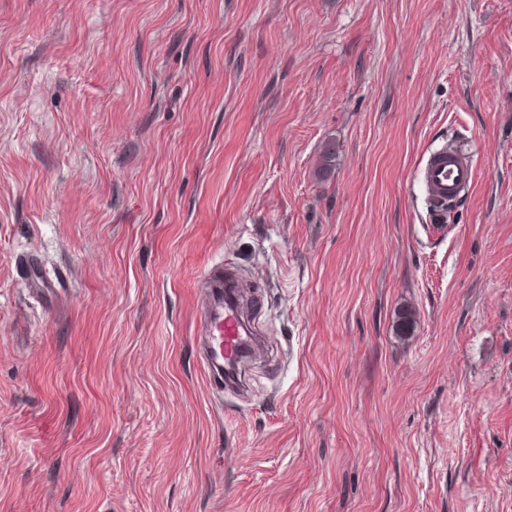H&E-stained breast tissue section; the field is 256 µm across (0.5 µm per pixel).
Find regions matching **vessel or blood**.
Listing matches in <instances>:
<instances>
[{
	"label": "vessel or blood",
	"mask_w": 512,
	"mask_h": 512,
	"mask_svg": "<svg viewBox=\"0 0 512 512\" xmlns=\"http://www.w3.org/2000/svg\"><path fill=\"white\" fill-rule=\"evenodd\" d=\"M431 204L456 198L473 182L468 158L453 150L431 154L420 170ZM204 312L195 327L201 367L212 391H242L247 387L248 362L264 344L251 325L250 316L262 306L261 294L241 295L238 278L226 265L209 269L202 281Z\"/></svg>",
	"instance_id": "1"
}]
</instances>
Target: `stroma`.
<instances>
[{
  "label": "stroma",
  "instance_id": "obj_1",
  "mask_svg": "<svg viewBox=\"0 0 512 512\" xmlns=\"http://www.w3.org/2000/svg\"><path fill=\"white\" fill-rule=\"evenodd\" d=\"M0 512H512V0H0ZM420 178L432 207L448 203V199H455L470 186L474 168L461 153L442 148L428 157L420 169ZM238 288L236 274L222 263L209 269L201 281L204 312L194 336L206 381L219 394L224 388L245 390L248 362L264 349L249 319L262 306L263 296L251 292L244 297Z\"/></svg>",
  "mask_w": 512,
  "mask_h": 512
}]
</instances>
